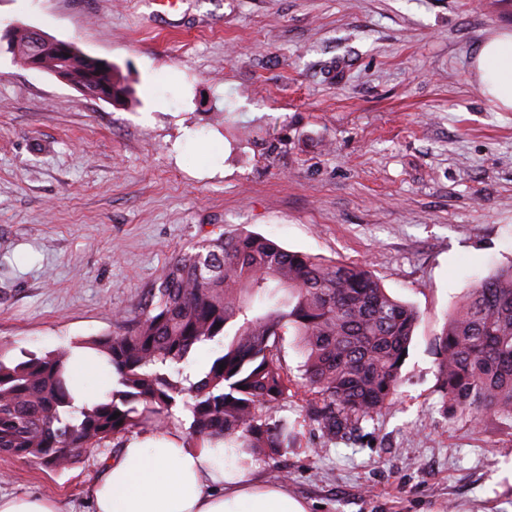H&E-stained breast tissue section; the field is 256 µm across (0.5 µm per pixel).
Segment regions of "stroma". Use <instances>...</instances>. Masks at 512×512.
Listing matches in <instances>:
<instances>
[{"mask_svg": "<svg viewBox=\"0 0 512 512\" xmlns=\"http://www.w3.org/2000/svg\"><path fill=\"white\" fill-rule=\"evenodd\" d=\"M112 62L128 104L0 52V353L122 332L165 266L244 229L366 266L419 322L394 403L326 441L292 381L272 410L293 447L255 457L309 512H512V422L447 413L435 338L512 263V112L482 95L480 44L512 0H0ZM111 439L57 471L0 456V495L87 512Z\"/></svg>", "mask_w": 512, "mask_h": 512, "instance_id": "obj_1", "label": "stroma"}]
</instances>
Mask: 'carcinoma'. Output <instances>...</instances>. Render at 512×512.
Segmentation results:
<instances>
[{
	"label": "carcinoma",
	"instance_id": "obj_1",
	"mask_svg": "<svg viewBox=\"0 0 512 512\" xmlns=\"http://www.w3.org/2000/svg\"><path fill=\"white\" fill-rule=\"evenodd\" d=\"M132 90L118 70L91 85ZM128 328L82 343L112 366V390L74 405L72 348L6 362L0 357V454L61 470L81 453L137 429L162 430L188 395V434L203 447L220 441L251 456L289 448L294 434L275 408L290 380L275 353L290 333L317 394L314 420L333 440L381 415L401 382L418 322L416 309L390 296L367 269L289 251L239 231L196 243L162 271ZM220 347L204 376L184 385L169 373L200 343ZM440 392L454 416L512 419V264L468 289L437 334Z\"/></svg>",
	"mask_w": 512,
	"mask_h": 512
}]
</instances>
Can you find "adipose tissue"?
<instances>
[{
  "instance_id": "1",
  "label": "adipose tissue",
  "mask_w": 512,
  "mask_h": 512,
  "mask_svg": "<svg viewBox=\"0 0 512 512\" xmlns=\"http://www.w3.org/2000/svg\"><path fill=\"white\" fill-rule=\"evenodd\" d=\"M473 66L482 92L512 112V29L485 40ZM70 363L75 404L93 397L85 373L111 386L112 372L93 350H74ZM89 496L93 512H308L285 486L256 479L249 456L196 448L173 431L128 440L107 459Z\"/></svg>"
}]
</instances>
